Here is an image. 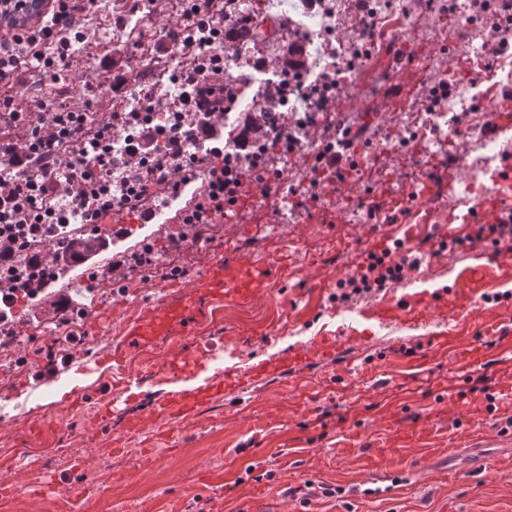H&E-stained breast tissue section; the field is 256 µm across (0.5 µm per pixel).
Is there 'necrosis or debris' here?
<instances>
[{
    "label": "necrosis or debris",
    "mask_w": 512,
    "mask_h": 512,
    "mask_svg": "<svg viewBox=\"0 0 512 512\" xmlns=\"http://www.w3.org/2000/svg\"><path fill=\"white\" fill-rule=\"evenodd\" d=\"M454 24L445 30L430 31L424 17L410 13L406 0H266V6L282 23L289 36L304 40L309 51L306 64L286 80L288 91L279 108L288 122V142L293 151L313 155L324 151L338 139L349 123L345 115L334 113L327 101L318 100L324 62L346 52L348 46L363 49L362 72L368 85L385 80L387 71L373 67V60L398 65L400 56L396 31L418 29L435 34L450 53L468 58L487 80L512 82V56L489 58L480 43L482 25L475 13L474 0H443ZM280 42L267 35L260 40L259 55L243 56L228 51L221 37H213L209 60L224 64L225 73L235 82L254 90L253 102H260L267 86L276 84L279 75L269 73L258 59L280 54ZM478 94L474 86L459 85L446 103L433 112H409L401 119L402 135L396 144L404 150L418 138L452 139L464 137L472 155L471 180L497 181L500 156L512 151V129L482 131L480 124L465 128L461 115L474 111Z\"/></svg>",
    "instance_id": "obj_1"
}]
</instances>
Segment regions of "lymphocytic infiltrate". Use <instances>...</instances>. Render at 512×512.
<instances>
[{
    "label": "lymphocytic infiltrate",
    "instance_id": "f902f5d3",
    "mask_svg": "<svg viewBox=\"0 0 512 512\" xmlns=\"http://www.w3.org/2000/svg\"><path fill=\"white\" fill-rule=\"evenodd\" d=\"M49 17L39 26L0 37V88L12 87L20 70L36 75L67 63L75 44L84 42L77 15L94 0H53ZM178 111L186 120L181 130L161 137L158 127L141 123L138 113L113 112L96 129L84 125L82 112L64 109L40 113L29 135L20 140L0 139V269L12 266L15 256L41 247L72 219L101 223L112 210L151 220L159 196L179 197L185 187L203 184L202 204L184 220L185 226L203 223L207 208L223 211L238 201L242 179L256 166L250 158L254 142H237L240 159L224 160V147L215 143L212 124L223 119L226 103L235 101L234 81L224 69L198 63L183 76ZM123 137L128 174L115 188L101 179L115 164L111 136ZM346 146L329 148L316 156L313 176L304 199H321V179H343L351 165V145L357 136L346 133ZM424 254L403 248L369 254L355 275L339 281L352 293H376L420 270Z\"/></svg>",
    "mask_w": 512,
    "mask_h": 512
}]
</instances>
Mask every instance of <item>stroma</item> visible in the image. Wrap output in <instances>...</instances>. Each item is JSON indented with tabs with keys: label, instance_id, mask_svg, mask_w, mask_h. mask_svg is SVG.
<instances>
[{
	"label": "stroma",
	"instance_id": "obj_1",
	"mask_svg": "<svg viewBox=\"0 0 512 512\" xmlns=\"http://www.w3.org/2000/svg\"><path fill=\"white\" fill-rule=\"evenodd\" d=\"M136 38L117 32L112 0H98L81 17L86 35L72 59L40 78L19 73L16 104L65 100L111 112L117 99L143 80L145 55L174 63L161 49L160 31L177 23L173 0H155ZM402 65L379 93L359 86L335 97L336 110L356 109L357 128L378 129L383 142L365 153L367 171L324 184L328 197L299 224L282 193L251 207L237 227L216 218L209 238L176 248L182 225L166 223L178 202L159 199L154 220L113 227L108 248L87 262L60 270L50 300L25 301L16 359L36 354L40 366L16 369L0 361V454L29 455L0 468V512H512V259L471 273L470 249L442 247L443 238L468 226L447 199L434 205L429 223H406L415 207L404 192L415 165L427 164L429 141L395 150L402 110H429L424 90L440 78L477 83L481 117L501 92L482 81L468 59L436 39L401 35ZM422 58L440 62L436 71ZM384 199V224L369 231L366 202ZM410 242L428 252L421 269L403 283L372 295L337 299L336 283L352 274L376 239ZM147 242L164 276L118 265ZM233 255L277 264L250 304L223 301L222 318L201 321L194 342L210 356L191 361L178 377L162 374L177 345L131 349L123 365L111 359L122 328L140 307L163 299L164 286L199 283L209 256ZM431 303L428 315L382 324L354 322L355 311L400 295ZM88 310L87 328L69 336L60 322L66 307ZM500 319L505 333L488 339L486 322ZM343 337L345 350L324 360L314 353L323 338ZM309 352L305 370L285 372L240 391H224L193 415L174 413L137 430L121 420L100 424L105 400L130 415L161 395L183 392L259 363H286ZM158 373L143 387L126 378L147 368ZM429 417L439 436L416 434Z\"/></svg>",
	"mask_w": 512,
	"mask_h": 512
}]
</instances>
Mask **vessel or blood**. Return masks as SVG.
I'll return each instance as SVG.
<instances>
[{
  "instance_id": "b4317fda",
  "label": "vessel or blood",
  "mask_w": 512,
  "mask_h": 512,
  "mask_svg": "<svg viewBox=\"0 0 512 512\" xmlns=\"http://www.w3.org/2000/svg\"><path fill=\"white\" fill-rule=\"evenodd\" d=\"M448 170V161L444 158L429 167L423 179V196L432 197L447 190ZM465 219L470 224L511 223L512 185L502 184L495 197L477 199ZM271 272V263L266 259L230 270L225 268L223 257L211 258L206 264L200 288L186 289L174 285L168 289V299L143 307L137 320L126 331L128 345L140 347L171 336H192L199 321L212 315V302L216 297L229 295L243 302L251 301L259 289L265 287ZM419 312V304L403 297L389 305L361 309L359 315L366 321H380L402 315L414 316ZM275 371V365L259 364L245 372H225L217 382L184 393L179 410L182 414H191L198 404L223 389H246Z\"/></svg>"
}]
</instances>
